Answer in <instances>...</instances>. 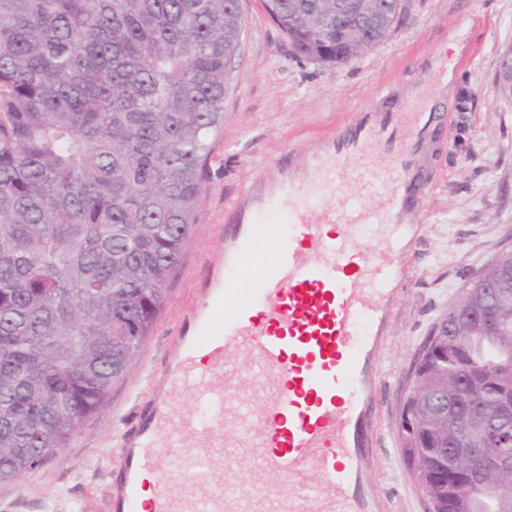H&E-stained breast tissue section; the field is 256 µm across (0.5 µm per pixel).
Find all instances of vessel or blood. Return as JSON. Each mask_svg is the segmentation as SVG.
Segmentation results:
<instances>
[{
  "mask_svg": "<svg viewBox=\"0 0 512 512\" xmlns=\"http://www.w3.org/2000/svg\"><path fill=\"white\" fill-rule=\"evenodd\" d=\"M446 78L447 63L438 61L415 98L371 108L309 139L302 167L274 183L257 177L241 193L224 242L229 278L208 290L179 339L181 358L167 370L164 392L134 419L112 512H368L358 494V433L373 405L370 368L405 276L404 245L417 234L410 216L436 130L432 103ZM372 148L387 159L380 172L386 208L321 206L324 195L342 194ZM274 209L286 224L264 223ZM373 226L386 240L378 254L362 243ZM244 267L253 270L250 280L234 276ZM238 352L249 356L251 372L228 370ZM246 379L263 404L240 410L234 448L226 451L224 407L238 400ZM186 387L214 411L203 423L183 420L201 439L200 452L183 457L167 431L170 398ZM312 472L318 483H309ZM147 476L153 493L146 504L140 488ZM270 485L283 486V494L263 497Z\"/></svg>",
  "mask_w": 512,
  "mask_h": 512,
  "instance_id": "vessel-or-blood-1",
  "label": "vessel or blood"
}]
</instances>
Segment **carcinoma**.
I'll return each mask as SVG.
<instances>
[{
    "instance_id": "1",
    "label": "carcinoma",
    "mask_w": 512,
    "mask_h": 512,
    "mask_svg": "<svg viewBox=\"0 0 512 512\" xmlns=\"http://www.w3.org/2000/svg\"><path fill=\"white\" fill-rule=\"evenodd\" d=\"M294 53L347 65L406 0H263ZM242 31L238 0H0V483L65 447L157 321L195 224ZM499 86L512 99V45ZM489 325L448 312L418 377L436 512H512L458 491L472 414L512 429V252L485 267ZM481 337L472 341L476 333Z\"/></svg>"
}]
</instances>
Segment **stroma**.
I'll use <instances>...</instances> for the list:
<instances>
[{"label": "stroma", "instance_id": "1", "mask_svg": "<svg viewBox=\"0 0 512 512\" xmlns=\"http://www.w3.org/2000/svg\"><path fill=\"white\" fill-rule=\"evenodd\" d=\"M240 8L244 34L224 122L211 142L196 222L162 312L106 405L61 452L19 481L0 483V512H108L109 469L121 459L132 419L174 363L202 290L224 276V233L237 197L257 176L273 182L282 170L303 165L306 140L353 121L377 96L389 105L410 100L421 63L458 40L457 80L435 102L444 118L428 149L421 228L382 339L377 403L364 431L371 512H425L398 438L413 360L468 283L498 253L512 251V101L497 84L500 55L512 44V0H407L385 41L345 66L297 58L263 0H240ZM385 163L379 150L369 151L362 164L371 181L327 196L325 206L382 211L386 189L373 175Z\"/></svg>", "mask_w": 512, "mask_h": 512}]
</instances>
